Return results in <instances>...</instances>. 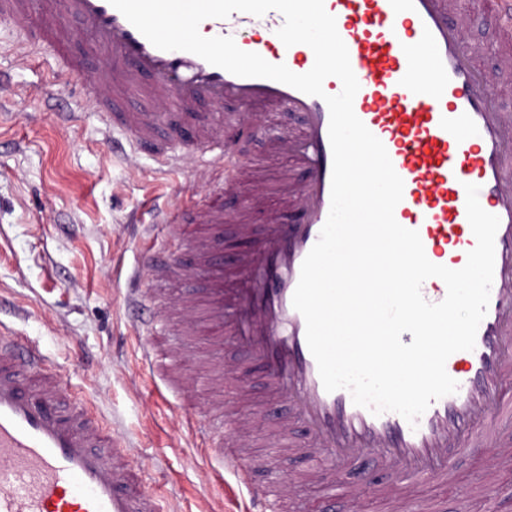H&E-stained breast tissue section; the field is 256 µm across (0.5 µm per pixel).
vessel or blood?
Listing matches in <instances>:
<instances>
[{
    "label": "vessel or blood",
    "mask_w": 512,
    "mask_h": 512,
    "mask_svg": "<svg viewBox=\"0 0 512 512\" xmlns=\"http://www.w3.org/2000/svg\"><path fill=\"white\" fill-rule=\"evenodd\" d=\"M335 17L351 68L360 84L355 115L385 146L404 182L396 221L417 231L428 260L458 270L476 245L466 213L465 187H479V202L496 215L495 263L487 313L473 350L452 354L447 373L456 393L432 401L416 424L392 411L373 414L357 406L348 390L326 392L306 342L303 316L292 298L302 262L317 242L330 211L332 151L324 97L304 94L264 78H243L185 51L154 47L109 0H0V19L22 27L32 12L54 38V19L65 10L87 26L99 46L112 49V89L104 91L99 70L71 62L82 94L107 115L113 129L150 148L154 158L184 164L192 141L212 174L210 191L186 218L184 201L165 212L163 228L194 255L190 265L152 266V279L204 281V301L187 299V323L202 320L211 331L230 332L250 360L264 364L272 395L287 399V414L275 427L286 461L305 458L310 479L325 481L326 469L369 458L381 477L380 491L392 512H414L412 493L425 479H448L453 463L473 448H491L499 464L512 465V444L501 432L512 424V112L499 95L512 87V0H494L490 21L504 38L495 67H479L462 40L466 16L454 0H324ZM284 18L271 10L207 19L214 35L233 38L247 52L303 74L314 64L304 44L284 46L276 32ZM271 34L268 44L252 33ZM151 85H143L144 76ZM146 88L150 106L128 107L127 91ZM207 102L213 118L195 113ZM284 108L300 125L288 133L242 118L239 107ZM179 117L159 138L161 109ZM264 137L268 150L293 162L279 179L280 214L232 269L218 256L224 241V196L255 167L243 141ZM166 318L146 322L144 361L166 369L175 382L181 351L163 350ZM59 375L49 373L39 348L0 336V512H164L130 460L131 451L84 408L62 411ZM238 418L222 403L196 418L210 452L245 488L255 512H281L285 481L251 479L246 454L225 438L238 435ZM336 512H355V484L325 481Z\"/></svg>",
    "instance_id": "vessel-or-blood-1"
}]
</instances>
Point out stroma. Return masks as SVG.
Segmentation results:
<instances>
[{
    "mask_svg": "<svg viewBox=\"0 0 512 512\" xmlns=\"http://www.w3.org/2000/svg\"><path fill=\"white\" fill-rule=\"evenodd\" d=\"M458 8L468 16L465 45L494 65L500 34L481 0H458ZM56 24L69 34L70 55L100 70L111 62V50L74 18L62 14ZM28 44L25 30L0 20V327L42 349L67 390L62 404L86 402L129 446L166 512H246L250 503L240 498L235 478L184 414L207 411L217 394L235 402L256 473L265 478L278 473L280 462L270 414L287 412V401L268 393L234 336L217 347L203 326L182 320L172 332L187 355L186 375L215 383L209 390L166 388L158 371L141 364L134 322L202 289L180 285L166 301L150 295L136 306L125 299L124 274L143 259L190 262L185 247L164 240L160 222L174 191L207 193L205 170L192 154L183 168H159L112 131L50 46L31 44L34 57L19 64L16 51ZM50 80L55 93L48 97L43 88ZM286 168V160L266 158L251 180L266 201L246 214L255 234L278 208L273 183ZM228 367L236 372L229 381ZM484 478L503 512H512V468H493L478 449L457 459L450 481L422 482L417 504L421 512H481L463 492Z\"/></svg>",
    "mask_w": 512,
    "mask_h": 512,
    "instance_id": "1",
    "label": "stroma"
}]
</instances>
